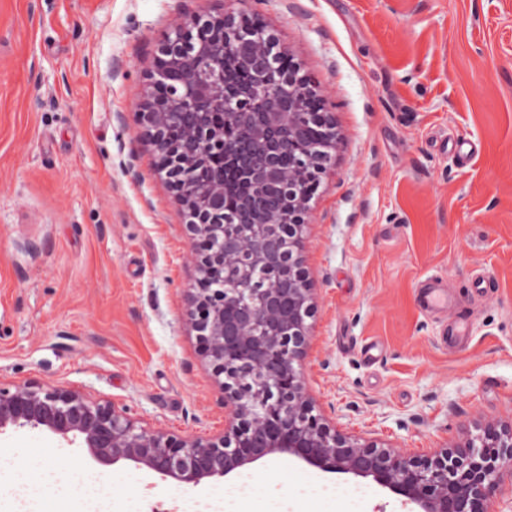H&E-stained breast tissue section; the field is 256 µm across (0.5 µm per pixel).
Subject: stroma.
<instances>
[{
    "label": "stroma",
    "mask_w": 512,
    "mask_h": 512,
    "mask_svg": "<svg viewBox=\"0 0 512 512\" xmlns=\"http://www.w3.org/2000/svg\"><path fill=\"white\" fill-rule=\"evenodd\" d=\"M185 9L258 17L335 117L302 239L317 410L419 453L511 419L512 0H0V382L75 389L180 435L228 422L186 324V219L134 116ZM430 277L453 295L446 315L417 305ZM456 321L469 336L451 350ZM1 454L0 512L17 471L30 503L59 483L72 512L89 489L112 512H182L224 488L95 466L45 430L0 435ZM232 478L281 512H409L372 479L284 455Z\"/></svg>",
    "instance_id": "35a3bbf8"
}]
</instances>
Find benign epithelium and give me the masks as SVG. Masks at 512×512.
Segmentation results:
<instances>
[{
	"instance_id": "7a95c632",
	"label": "benign epithelium",
	"mask_w": 512,
	"mask_h": 512,
	"mask_svg": "<svg viewBox=\"0 0 512 512\" xmlns=\"http://www.w3.org/2000/svg\"><path fill=\"white\" fill-rule=\"evenodd\" d=\"M243 16L220 14L174 21V32L159 49L148 90L138 103L141 137L152 147L158 171L188 216L198 278L187 293L188 325L196 333L210 374L224 387L229 423L224 434L179 436L140 425L129 409L110 401L38 381L0 384V435L20 429L47 430L70 443L81 441L102 465L130 461L161 480L199 485L276 454L288 455L324 473L371 477L417 512H490L489 506L512 489V421L488 423L466 438L423 454H408L376 439L350 436L315 412L301 361L314 315L301 256V231L311 216L310 201L327 164L313 158L278 175L288 198L285 211L251 224L224 223V169L236 155L224 150V103L231 97L224 81L202 84L195 70H224L222 39L205 45L202 34L219 27L229 34ZM283 84L300 88L288 108L274 97ZM254 107L281 126L304 118L306 101L316 97L315 120L328 136L326 154L336 150V125L316 82L293 64L241 92ZM180 127L173 142L169 125ZM288 231V256L280 270L294 283L288 303L257 293L247 276L224 286V266L246 254L263 264L266 226Z\"/></svg>"
}]
</instances>
